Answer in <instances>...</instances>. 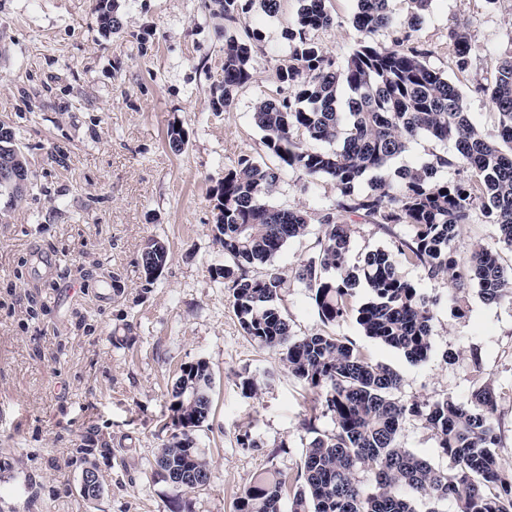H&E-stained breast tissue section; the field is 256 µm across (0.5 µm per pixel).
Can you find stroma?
<instances>
[{
    "label": "stroma",
    "instance_id": "obj_1",
    "mask_svg": "<svg viewBox=\"0 0 512 512\" xmlns=\"http://www.w3.org/2000/svg\"><path fill=\"white\" fill-rule=\"evenodd\" d=\"M117 3L122 26L110 33L95 0H0V121L31 172L21 198L0 199V512H234L255 474L294 479L314 433L334 428L317 395L244 335L216 274L224 253L214 237L215 190L225 169L244 156L277 162L253 112L279 94L276 69L297 0H282L278 16L256 9L247 17L260 34L254 78L223 112L211 100L223 76L224 20L209 0ZM328 7L334 22L315 38L342 59L365 37L352 23L354 0ZM456 26L474 48L463 73L448 45ZM414 38L458 86L472 122L496 138L485 87L512 43V0H434ZM175 125L186 140L179 153L168 145ZM335 199L333 182L296 170L270 199L309 221L272 260L287 278L277 304L298 336L321 323L294 269L314 252ZM406 233L354 219L349 260ZM155 240L168 260L149 279L141 254ZM401 272L437 302L426 360L365 336L351 317L331 333L397 372L405 400H467L479 356L497 395L500 462L512 471V303L474 292L459 319L447 280H426L407 264ZM200 360L213 376L212 407L193 436L211 478L186 489L159 476L156 459L174 431L172 387ZM246 378L256 395L244 394ZM244 433L255 447L238 444ZM400 440L447 468L420 421H406ZM88 469L101 483L94 500L81 491Z\"/></svg>",
    "mask_w": 512,
    "mask_h": 512
}]
</instances>
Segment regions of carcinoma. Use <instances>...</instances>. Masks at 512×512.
<instances>
[{"mask_svg": "<svg viewBox=\"0 0 512 512\" xmlns=\"http://www.w3.org/2000/svg\"><path fill=\"white\" fill-rule=\"evenodd\" d=\"M328 0H298L287 30L289 57L277 69L278 81L291 96L256 103L253 118L264 133L267 149L279 160L242 157L224 171L217 189L220 215L215 239L224 250L216 273L231 292L232 307L243 332L260 347L276 353L288 371L322 400L334 429L319 434L305 449L295 479L291 512H418L415 497L435 505L452 500L458 512H512V475L504 473L495 448L500 445L495 419L494 387L484 381L481 360L472 356L474 380L467 402L450 397L434 401L394 398L400 376L369 360L349 339L325 328L352 316L364 334L396 349L412 361L431 349L434 303L401 275L409 264L429 281L446 279L448 309L466 315V290L474 286L486 301H512V271L500 253L477 245L460 254L455 241L477 214L496 229L512 249V43L496 59L485 88L495 109L497 139L489 140L469 118L459 89L448 73L429 64L432 51L413 39L434 0H409L405 21L398 22L390 0H355L353 24L365 36L390 30L392 46L361 41L339 60L318 44L315 32L329 27ZM224 15V76L212 104L230 107L233 92L253 79L252 53L259 34L243 27L230 31L258 5L268 15L280 0H212ZM101 28L117 31L121 20L111 0H96ZM452 63L468 69L472 45L465 30L448 31ZM427 136L454 143L451 153H434L418 166L390 172L393 160L411 139ZM337 144L322 149V144ZM26 158L13 129L0 121V157ZM285 168L310 178H328L336 200L323 216L318 250L303 260L295 277L311 293L324 329L297 337L277 305L284 277L276 268L261 277L248 267L271 262L292 238L305 235L308 219L300 210L269 203ZM452 168L470 171L465 178L442 180ZM371 177L369 189L359 183ZM360 217L380 226L405 225L407 237L390 249L366 253L350 265L351 224ZM166 246L154 241L141 264L147 278L162 270ZM368 298L357 296L360 286ZM213 377L207 362L182 370L171 396L176 432L160 449L158 474L194 489L210 481L207 462L195 446L193 431L182 415L208 416ZM415 419L430 428L438 448L448 456L446 470L432 467L399 437L404 422ZM286 481L262 472L250 480L235 501V512H282Z\"/></svg>", "mask_w": 512, "mask_h": 512, "instance_id": "1", "label": "carcinoma"}]
</instances>
